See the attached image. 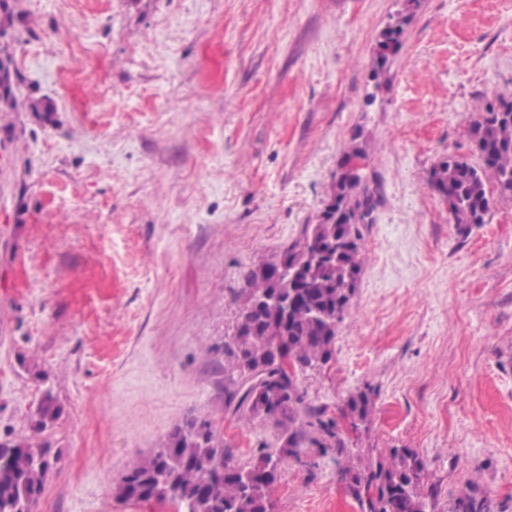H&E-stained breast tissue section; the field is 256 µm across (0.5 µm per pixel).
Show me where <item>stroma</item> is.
I'll use <instances>...</instances> for the list:
<instances>
[{
	"mask_svg": "<svg viewBox=\"0 0 512 512\" xmlns=\"http://www.w3.org/2000/svg\"><path fill=\"white\" fill-rule=\"evenodd\" d=\"M0 25L20 102L0 112V443L58 408L34 512H175L117 490L190 419L241 465L279 448L233 425L224 338L244 273L316 223L355 145L380 203L305 403L355 454L415 451L434 512L469 487L512 512V200L461 231L429 185L442 156L477 162L476 107L512 100V0H0ZM349 482L308 449L271 512H359ZM404 20L397 19L381 33L377 49L373 57L372 70L374 75H381L389 69L392 58L401 48V35ZM348 415L360 421L367 420L374 408L372 399L366 392H351L346 401Z\"/></svg>",
	"mask_w": 512,
	"mask_h": 512,
	"instance_id": "35a3bbf8",
	"label": "stroma"
}]
</instances>
